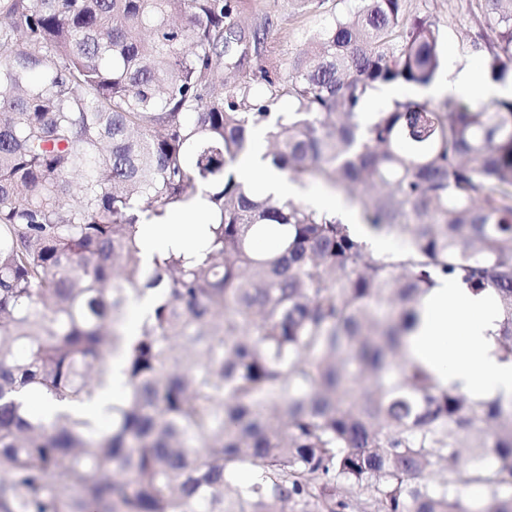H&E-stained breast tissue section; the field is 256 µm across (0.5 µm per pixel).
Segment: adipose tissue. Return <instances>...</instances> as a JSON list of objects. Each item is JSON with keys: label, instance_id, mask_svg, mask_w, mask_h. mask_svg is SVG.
I'll return each instance as SVG.
<instances>
[{"label": "adipose tissue", "instance_id": "ef3b65f1", "mask_svg": "<svg viewBox=\"0 0 512 512\" xmlns=\"http://www.w3.org/2000/svg\"><path fill=\"white\" fill-rule=\"evenodd\" d=\"M499 89L470 69L449 70L426 87H414L412 96L441 98L470 96L486 99ZM244 181L262 193L287 199L293 188L265 156L261 137L236 163ZM215 215L206 197L174 210L167 218L141 225L138 245L145 259L165 249L187 254L198 251L209 237ZM497 300L491 293L475 294L459 282L441 281L417 307V318L406 338L408 358L426 365L441 384H453L473 399L512 394V363L500 361L495 344Z\"/></svg>", "mask_w": 512, "mask_h": 512}]
</instances>
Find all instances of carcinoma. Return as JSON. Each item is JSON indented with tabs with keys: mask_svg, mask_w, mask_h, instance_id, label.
I'll list each match as a JSON object with an SVG mask.
<instances>
[{
	"mask_svg": "<svg viewBox=\"0 0 512 512\" xmlns=\"http://www.w3.org/2000/svg\"><path fill=\"white\" fill-rule=\"evenodd\" d=\"M349 2L258 88L241 70L274 21L243 27L246 0H0V512H512V396L474 401L404 351L448 278L495 292L512 362V96L363 124L370 91L438 77L442 36L410 0ZM476 2L505 85L512 0ZM254 129L402 247L247 185ZM200 192V256L145 262L142 219ZM117 360L123 399L75 409ZM31 389L62 408L31 415Z\"/></svg>",
	"mask_w": 512,
	"mask_h": 512,
	"instance_id": "cac0c4a2",
	"label": "carcinoma"
}]
</instances>
